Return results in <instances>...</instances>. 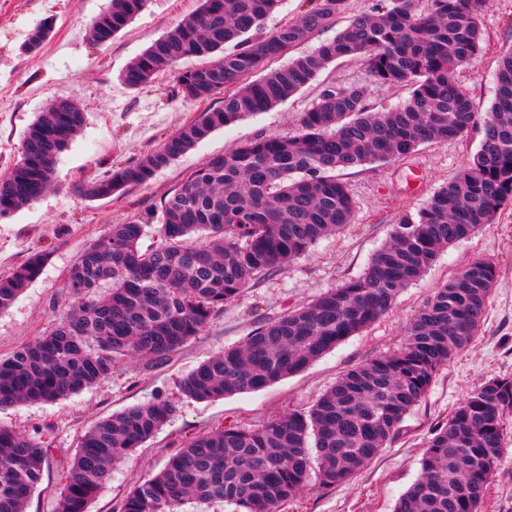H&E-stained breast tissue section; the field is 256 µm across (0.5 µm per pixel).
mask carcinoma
<instances>
[{
    "mask_svg": "<svg viewBox=\"0 0 512 512\" xmlns=\"http://www.w3.org/2000/svg\"><path fill=\"white\" fill-rule=\"evenodd\" d=\"M148 0H112L87 34L111 42ZM279 0H201L197 12L153 41L120 74L128 89L175 73L177 92L203 103L224 93L157 148L82 186L91 200L117 199L148 182L213 132L266 112L298 93L327 64L360 57L371 82L407 86L409 99L372 112L369 87L330 85L300 118L297 135L267 136L211 157L161 201L160 209L114 224L66 271L71 305L47 334L0 359V406L53 402L112 377L118 361L162 364L198 335L253 281L305 255L351 223L353 203L339 173L411 154L482 126L478 151L416 215L401 217L365 273L312 303L258 327L183 380L196 401L260 390L302 371L384 315L400 290L438 255L489 224L512 204V51L498 62L484 116L455 78L482 49V0H380L314 52L256 79L264 64L327 28L346 0H314L296 21L265 34ZM45 19L24 42L37 52L50 37ZM205 58L180 70L181 61ZM84 124L71 99L54 100L28 127L22 158L0 178V217L37 201L51 186L58 156ZM162 241L142 250L146 228ZM32 254L0 278V311L39 276ZM492 261L475 259L437 289L411 321L397 353L338 378L307 412L264 427L203 434L157 474L136 485L122 512H177L189 501L223 502L233 512H278L307 488L313 466L324 486L361 472L398 436L437 373L478 335L497 281ZM512 412V376L484 382L428 441L416 480L394 512H483L486 487L504 448L503 416ZM175 408L156 400L97 422L80 440L58 512H88L112 467L141 447ZM49 449L0 428V512H26Z\"/></svg>",
    "mask_w": 512,
    "mask_h": 512,
    "instance_id": "1",
    "label": "carcinoma"
}]
</instances>
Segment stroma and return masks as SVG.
<instances>
[{"mask_svg":"<svg viewBox=\"0 0 512 512\" xmlns=\"http://www.w3.org/2000/svg\"><path fill=\"white\" fill-rule=\"evenodd\" d=\"M111 3L0 0V177L20 160L29 125L51 100L75 99L85 118L80 134L57 160L52 188L32 204L0 217V276L35 252L46 255L38 278L0 312L1 358L49 331L67 311L62 277L78 254L111 225L157 209L211 157L260 137L296 135L302 112L331 83L369 86L368 106L375 112L395 108L409 97L408 88L372 84L361 59H340L273 109L215 131L147 183L112 201H92L80 193V186L159 147L203 109L177 94L171 74L136 90L118 79L130 61L195 11L199 0H149L112 43L95 45L87 28ZM47 17L54 21L50 38L38 52H25L28 32ZM481 20L483 48L457 74L478 113L488 111L495 95L497 61L512 49V0H484ZM480 142L481 133L474 129L446 142L421 144L399 160L343 172L354 200L349 226L320 240L285 268L259 278L167 363L152 367L127 359L108 381L80 393L52 403L0 408V427L49 450L27 512H58L79 441L99 420L157 399L176 407L153 438L117 464L110 482L88 508L121 512L128 492L159 472L171 454L197 436L227 426L257 429L290 412L307 410L343 373L399 351L409 323L438 288L473 259L493 260L498 279L477 337L439 372L391 447L347 482L325 487L318 475H311L307 490L280 507V512H393L396 500L418 474L432 431L446 424L458 403L485 381L512 375V205L476 234L445 250L420 279L400 291L383 317L304 371L262 390L215 401L187 399L180 383L201 362L243 344L269 320L359 277L400 217L416 214L436 190L453 180ZM503 433L505 447L487 485L484 512H512V413L503 419Z\"/></svg>","mask_w":512,"mask_h":512,"instance_id":"stroma-1","label":"stroma"}]
</instances>
